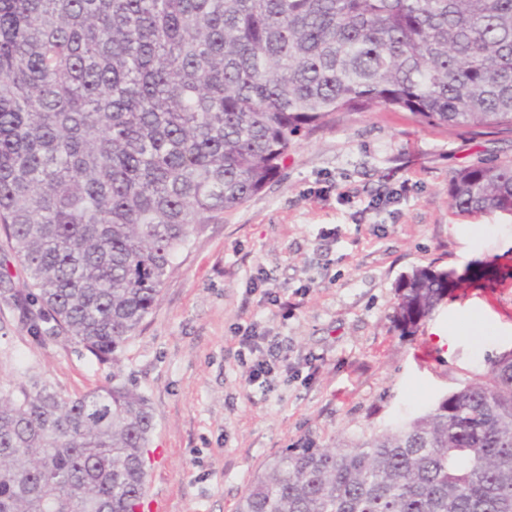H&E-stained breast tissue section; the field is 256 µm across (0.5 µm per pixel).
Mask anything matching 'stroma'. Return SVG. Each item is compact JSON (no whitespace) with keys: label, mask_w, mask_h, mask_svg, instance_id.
<instances>
[{"label":"stroma","mask_w":512,"mask_h":512,"mask_svg":"<svg viewBox=\"0 0 512 512\" xmlns=\"http://www.w3.org/2000/svg\"><path fill=\"white\" fill-rule=\"evenodd\" d=\"M512 162L511 133L437 127L402 109L340 112L296 138L279 174L173 261L122 351L155 429L145 504L238 512L265 465L304 439L344 447L433 408L512 351V217L452 215L459 169ZM428 265L448 296L400 336L396 286ZM0 282V392L29 379L65 397L112 366L61 334L33 338ZM292 302L289 315L266 301ZM277 337L288 368L251 383L244 327Z\"/></svg>","instance_id":"1"}]
</instances>
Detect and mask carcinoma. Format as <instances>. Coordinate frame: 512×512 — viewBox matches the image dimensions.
Here are the masks:
<instances>
[{
  "label": "carcinoma",
  "instance_id": "cac0c4a2",
  "mask_svg": "<svg viewBox=\"0 0 512 512\" xmlns=\"http://www.w3.org/2000/svg\"><path fill=\"white\" fill-rule=\"evenodd\" d=\"M373 106L511 133L512 0H0V233L25 272L8 301L112 361L74 398L34 379L0 398V512H139L155 423L120 352L174 256L294 138ZM448 196L512 216V162L459 170ZM397 292L412 336L448 272ZM239 512H512V353L353 447L285 449Z\"/></svg>",
  "mask_w": 512,
  "mask_h": 512
}]
</instances>
